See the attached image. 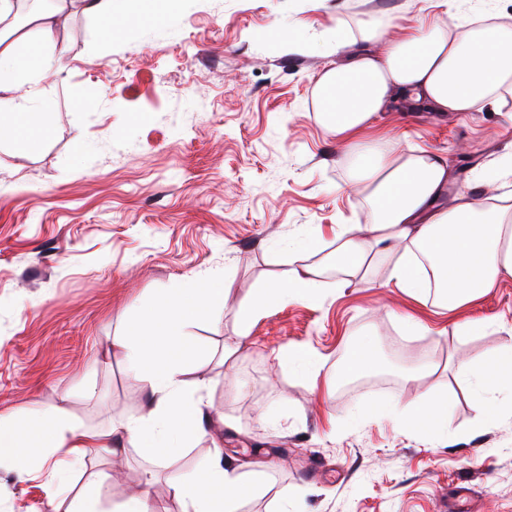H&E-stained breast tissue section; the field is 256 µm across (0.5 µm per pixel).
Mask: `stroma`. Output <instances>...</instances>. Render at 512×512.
I'll use <instances>...</instances> for the list:
<instances>
[{"instance_id":"stroma-1","label":"stroma","mask_w":512,"mask_h":512,"mask_svg":"<svg viewBox=\"0 0 512 512\" xmlns=\"http://www.w3.org/2000/svg\"><path fill=\"white\" fill-rule=\"evenodd\" d=\"M432 0H186L165 19L115 27L81 8L58 33L65 52L38 86L50 112L40 148L0 144V414L64 408L76 423L108 428L137 415L142 385L112 338L165 288L208 270L229 292L190 327L208 357L206 383L224 463L263 470L264 495L240 512H512V415L480 426L468 387L449 361L484 360L512 326V280L453 312L435 297L385 286V267L349 287L324 278L322 301L290 302L252 328L227 394L221 357L238 339L235 310L288 261V243L320 233L335 255L342 224H369L363 196L341 191L344 146L314 108L318 78L416 24ZM379 27L383 38L363 31ZM347 43L337 47L336 30ZM373 124L395 147L432 151L448 165L447 198L512 194V110L458 115L395 103ZM423 324L406 332L405 318ZM490 329L453 335L454 322ZM374 338L378 364L357 374L351 348ZM317 353L316 382L276 367L282 347ZM446 395L448 426L401 427L430 391ZM101 472L112 507L166 472L133 448L89 459L80 488ZM0 512H53L42 481L0 471Z\"/></svg>"}]
</instances>
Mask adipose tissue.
<instances>
[{
	"label": "adipose tissue",
	"mask_w": 512,
	"mask_h": 512,
	"mask_svg": "<svg viewBox=\"0 0 512 512\" xmlns=\"http://www.w3.org/2000/svg\"><path fill=\"white\" fill-rule=\"evenodd\" d=\"M72 2L56 0L25 34L5 26L13 2L0 0V142L25 153L39 149L49 124L32 103L34 90L21 79L52 69L57 30ZM80 2L90 16L117 26L161 19L166 0H129L126 9L114 8L113 0ZM509 93L512 24L481 26L448 12L403 29L386 41L381 55L357 54L323 73L315 96L319 119L345 143L346 186L364 194L374 214L373 223L344 224L336 234L339 287L349 286L372 254L386 260L388 283L417 299L437 293L451 310L512 279V207L491 206L466 193L442 206L448 186L442 158L412 146L390 147L386 134L372 129L374 114L396 98L463 114L502 108ZM322 272V266L292 262L256 289L235 312L240 338L277 304L321 300ZM227 291L225 274L214 271L176 283L113 337V352L148 394L139 414L108 430L80 428L61 409L0 416V467L22 480L44 479L55 497L65 471L112 455L116 435L159 469L182 458L208 433L202 385L193 377L204 352L185 329L205 318ZM456 376L470 384L479 420L497 423L500 395L512 397V343L482 365L457 364ZM168 487L179 512H237L242 499L265 489L260 472L225 465L218 448L192 471L169 477Z\"/></svg>",
	"instance_id": "adipose-tissue-1"
}]
</instances>
